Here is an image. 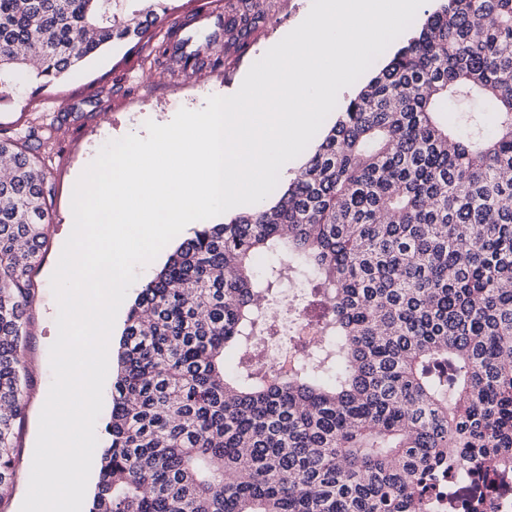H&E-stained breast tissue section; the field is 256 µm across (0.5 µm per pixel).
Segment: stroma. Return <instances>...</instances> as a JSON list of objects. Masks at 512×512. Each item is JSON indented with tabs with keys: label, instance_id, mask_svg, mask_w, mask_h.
Instances as JSON below:
<instances>
[{
	"label": "stroma",
	"instance_id": "obj_1",
	"mask_svg": "<svg viewBox=\"0 0 512 512\" xmlns=\"http://www.w3.org/2000/svg\"><path fill=\"white\" fill-rule=\"evenodd\" d=\"M264 17L245 44L221 51L223 67L170 77L156 74L146 62L147 48L118 42L89 60L62 82L35 91L18 83L13 100L0 107V132L10 134L35 121L50 125L52 137L42 148L53 189L46 232L49 246L31 273L34 298L28 309V337L23 349L28 385L25 413L17 426L13 483L0 499V512H20L27 493L40 412L52 381L49 349L57 337V302L50 278L73 228L71 198L81 170L109 141L128 134L145 135L146 122L168 120L180 108L195 110L211 96L234 87L244 71L260 59L263 48L305 18L312 0H261Z\"/></svg>",
	"mask_w": 512,
	"mask_h": 512
}]
</instances>
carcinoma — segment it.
Instances as JSON below:
<instances>
[{"instance_id": "carcinoma-1", "label": "carcinoma", "mask_w": 512, "mask_h": 512, "mask_svg": "<svg viewBox=\"0 0 512 512\" xmlns=\"http://www.w3.org/2000/svg\"><path fill=\"white\" fill-rule=\"evenodd\" d=\"M131 2L0 0V106L15 81L38 92L150 39L167 13ZM238 3L233 41L263 19ZM149 56L179 63L164 42ZM222 64L196 53L182 69ZM41 129L0 136V494L48 246ZM263 251L283 259L260 280ZM288 276L314 283L323 334L274 374L248 353L275 328L260 299ZM105 430L88 512H427L448 466L512 465V0H442L275 203L169 255L128 311Z\"/></svg>"}]
</instances>
